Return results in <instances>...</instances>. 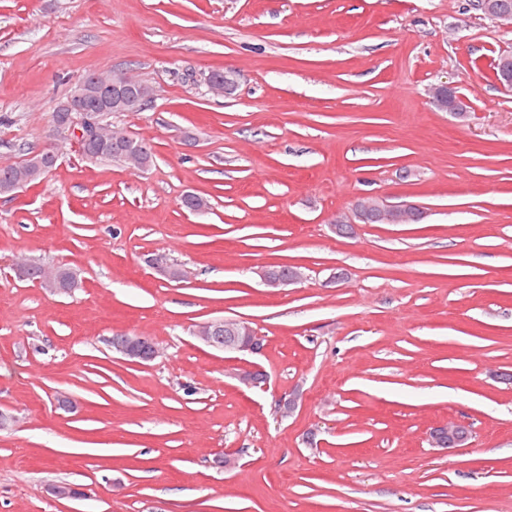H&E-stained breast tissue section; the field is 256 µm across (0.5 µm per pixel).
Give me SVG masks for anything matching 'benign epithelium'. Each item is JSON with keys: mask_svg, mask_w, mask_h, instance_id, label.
<instances>
[{"mask_svg": "<svg viewBox=\"0 0 512 512\" xmlns=\"http://www.w3.org/2000/svg\"><path fill=\"white\" fill-rule=\"evenodd\" d=\"M469 9L480 15H489L495 20L512 21V13L501 12L497 0H470ZM138 85V80L130 74L116 70L109 79L94 78L84 80L70 91L66 102L61 106L65 112L66 131L64 137L79 146L81 155L92 158V154L84 150V144L100 138L101 112H139L153 95L140 91L130 93V89ZM432 101L443 112H449L464 121L468 118L466 101L460 97L456 87L442 82L429 89ZM142 143L135 139H127V145L118 161L121 164L138 162ZM417 217L416 207L411 205L395 206L387 209L385 221L388 224H404ZM196 337L205 345L228 353L257 354L264 348L263 338L253 333L244 321L236 319H213L199 325ZM112 351L134 363H145L154 360L160 353L156 342L148 336H133L123 344H117ZM453 441L456 447L469 446L471 430L460 424L450 423L439 425L431 431V441L436 447L442 446L443 438Z\"/></svg>", "mask_w": 512, "mask_h": 512, "instance_id": "1", "label": "benign epithelium"}]
</instances>
